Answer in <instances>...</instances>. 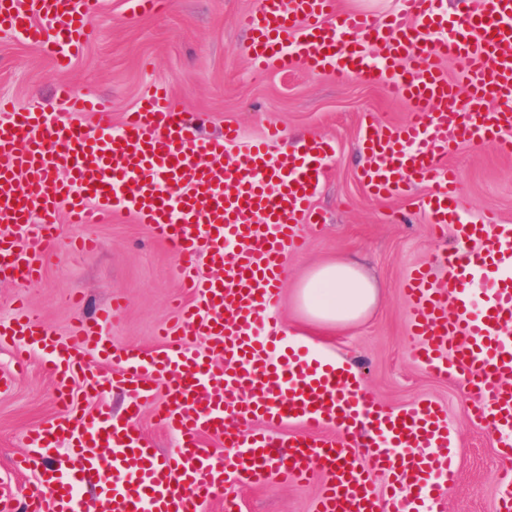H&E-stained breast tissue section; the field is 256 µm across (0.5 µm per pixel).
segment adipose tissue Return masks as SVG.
Segmentation results:
<instances>
[{
  "label": "adipose tissue",
  "mask_w": 512,
  "mask_h": 512,
  "mask_svg": "<svg viewBox=\"0 0 512 512\" xmlns=\"http://www.w3.org/2000/svg\"><path fill=\"white\" fill-rule=\"evenodd\" d=\"M377 298L375 282L342 258L313 266L294 293V301L306 321L327 329L357 323L371 311Z\"/></svg>",
  "instance_id": "1"
}]
</instances>
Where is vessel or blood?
<instances>
[{
    "mask_svg": "<svg viewBox=\"0 0 512 512\" xmlns=\"http://www.w3.org/2000/svg\"><path fill=\"white\" fill-rule=\"evenodd\" d=\"M383 19L344 13L336 0H260L242 15L255 70L302 68L360 76L407 104L405 124L381 128L366 121L361 140L370 155L365 187L394 196L429 181L423 202L436 231L453 226L474 241L469 257L444 251L435 267H419L402 288L410 303L413 356L439 377L460 379L473 394L470 416L501 432L498 448L512 456V225L483 212L462 221L459 173L448 156L462 144L499 145L512 134V0H485L446 23L442 0H402ZM99 0H0V30L17 32L61 70L94 37ZM461 64L456 80L440 66ZM62 111L22 109L0 99V277H40L43 252L18 243L39 220L45 240L59 232L58 213L92 224L124 211L174 250L189 300L161 332L157 349L119 346L99 325L122 308L121 296L99 310L95 325L76 326L63 338L35 316L0 322V345L19 358L41 354L60 401L81 379L96 392L110 385L131 398L123 420L111 413L65 411L30 429V454L19 470L38 472L29 512H85L81 486L95 481L97 512H202L226 484L251 486L276 476L284 482L324 477L315 512H406L417 504L432 512L441 482H453L455 459L444 410L429 399L387 410L364 394L347 369L283 350L265 318L281 302L283 259L304 248L301 226L314 214L312 198L334 148L301 139L278 154V127L242 144L238 127L205 138L197 124L155 88L127 112L113 132L100 100L56 88ZM93 112L97 128L78 123ZM232 164H225L227 153ZM448 274L436 287V270ZM205 340L193 351L189 337ZM96 351L112 375L91 365ZM167 384L157 420L177 448L160 453L136 425L153 402L151 379ZM301 426L276 438L269 424ZM223 439L229 453L211 454L204 437ZM66 443L77 467L48 465L45 453ZM387 475L379 497L369 471Z\"/></svg>",
    "mask_w": 512,
    "mask_h": 512,
    "instance_id": "b4317fda",
    "label": "vessel or blood"
}]
</instances>
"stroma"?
<instances>
[{
  "mask_svg": "<svg viewBox=\"0 0 512 512\" xmlns=\"http://www.w3.org/2000/svg\"><path fill=\"white\" fill-rule=\"evenodd\" d=\"M257 5L258 0H165L156 14L140 16L130 0H102L94 39L66 71L55 70L21 34L0 33V98L20 108L53 110L58 106L55 87L65 81L76 92L110 104L117 126L162 83L177 104L197 115L203 135L221 134L230 123L248 142L274 124L291 142L329 139L335 153L314 199L320 220L304 225L305 249L284 257L282 301L275 315L279 328L285 333L302 326L293 292L313 264L354 255L381 283L379 304L355 326L311 337V347L354 367L363 389L386 408L401 409L419 398L440 403L454 435L458 468L455 484L443 491L444 512H496L499 477L512 466L497 452V433L469 421L474 399L464 386L434 376L413 358L409 305L400 288L411 269L432 264L437 252L466 254L471 247L458 244L453 230L435 235L422 206L428 183L415 184L400 197L376 198L360 181L370 162L360 145L365 114L397 126L408 119V109L383 87L356 77L340 82L301 69L253 72L238 17ZM450 162L461 172V209L474 219L491 211L500 223L512 224V155L471 144ZM58 226V238L45 247L40 282L0 281V320L12 318L24 299L64 337L74 321H94L119 294L126 305L104 326L105 336L121 346L153 345L158 327L176 316L171 247L125 213L101 224H72L62 216ZM87 236L99 241L96 252L67 251L68 240ZM7 373L11 384L0 389V487L22 501L37 486L38 475L15 472L13 459L26 449L27 430L63 408L40 356H30L17 373L10 351L0 349V375ZM322 491L318 476L292 486L271 479L257 487L227 488L224 497L206 504L205 512H225L228 498L238 512H313Z\"/></svg>",
  "mask_w": 512,
  "mask_h": 512,
  "instance_id": "obj_1",
  "label": "stroma"
}]
</instances>
